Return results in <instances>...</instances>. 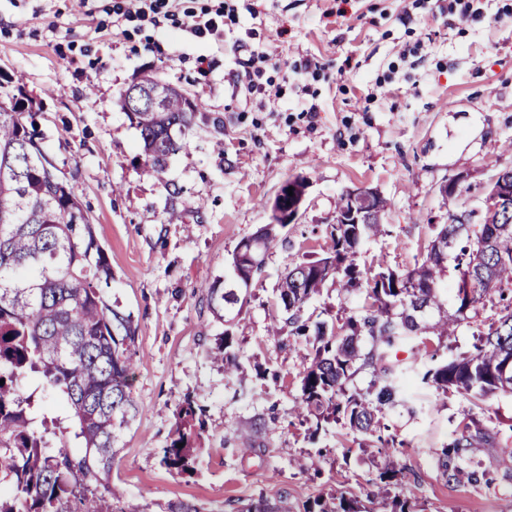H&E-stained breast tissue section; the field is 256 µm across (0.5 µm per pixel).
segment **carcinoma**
I'll return each instance as SVG.
<instances>
[{
    "label": "carcinoma",
    "mask_w": 512,
    "mask_h": 512,
    "mask_svg": "<svg viewBox=\"0 0 512 512\" xmlns=\"http://www.w3.org/2000/svg\"><path fill=\"white\" fill-rule=\"evenodd\" d=\"M198 104L170 90L159 105L142 104L128 117L140 131L147 172L160 177L168 159L184 147L174 129H191ZM46 156L35 142L34 122L21 107L0 105V512H146L112 491L110 473L121 435L138 415L133 397L132 349L136 327L131 314L106 303L102 285L112 269L73 187L47 175ZM385 198L362 224L331 225L323 257L299 263L279 280L268 333L309 336L304 307L325 281L336 277L350 291L367 284L361 311L315 326L314 355L300 376V400L292 413L313 419L315 431L345 420L362 436L384 447L395 440L377 434V413L398 402L402 367L392 352L412 336L429 331L442 339L467 322V312L512 295V208L479 216L470 223L435 225V238L448 240L445 255L426 252L414 267L359 270V247L384 232ZM282 224L262 236L242 240L232 257L224 287L205 285L214 314H231L243 304L261 275L265 256L281 238ZM458 273L456 308L442 311L438 293L448 263ZM475 352L439 362L421 374L422 383L452 389L478 406L497 392L512 393V303L479 333ZM216 358L231 371L239 368L232 337ZM371 369L369 388L347 394L354 374ZM52 392L66 416L36 420L39 392ZM442 450L443 475L456 478L452 462L476 436L468 422ZM257 420L240 431L250 452ZM205 429L196 403L186 398L163 448V462L192 471L191 442ZM183 447H178V444ZM245 512H289L288 492L273 503L260 500ZM307 512H358L345 495H319Z\"/></svg>",
    "instance_id": "carcinoma-1"
}]
</instances>
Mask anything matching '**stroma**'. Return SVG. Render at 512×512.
<instances>
[{
	"label": "stroma",
	"instance_id": "stroma-1",
	"mask_svg": "<svg viewBox=\"0 0 512 512\" xmlns=\"http://www.w3.org/2000/svg\"><path fill=\"white\" fill-rule=\"evenodd\" d=\"M120 2L0 0V104L32 108L38 145L73 186L112 267L104 298L136 326L139 413L122 436L113 490L151 512L177 500L237 512L283 492L293 512L341 492L365 510L391 460L403 474L390 496L417 512H512V395L475 408L422 385L424 363L406 343L397 357L402 402L379 414L382 436L398 448L381 450L342 420L314 434L289 414L312 345L264 330L279 276L323 256L347 188L376 189L390 203L386 232L363 243L360 265L402 269L421 259L433 225L477 205L494 170L512 167V0H475L465 17L449 13L448 0H235L230 16L224 0H184L217 20L205 37L170 19L116 14ZM254 50L268 59L249 80ZM145 73L198 105L160 179L145 174L139 132L120 106ZM294 176L309 182L299 217L225 324L200 287L230 276L238 243L270 223L271 201ZM457 177L460 195L442 197ZM171 210L180 223H168ZM364 297L331 280L305 313L344 318ZM498 311L478 308L440 358L473 353ZM227 333L240 350L234 375L211 358ZM188 397L206 428L194 471L183 474L162 450ZM470 417L490 441L466 449L461 476L447 479L442 450ZM253 418L266 427L245 456L236 429ZM473 470L479 482L468 480Z\"/></svg>",
	"mask_w": 512,
	"mask_h": 512
}]
</instances>
